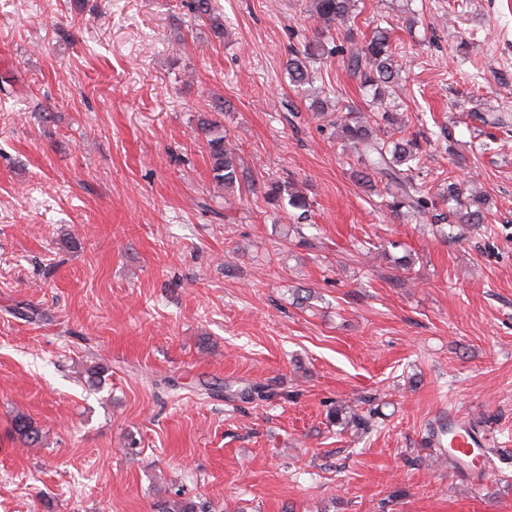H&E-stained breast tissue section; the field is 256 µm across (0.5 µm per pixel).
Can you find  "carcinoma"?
I'll list each match as a JSON object with an SVG mask.
<instances>
[{
    "label": "carcinoma",
    "mask_w": 512,
    "mask_h": 512,
    "mask_svg": "<svg viewBox=\"0 0 512 512\" xmlns=\"http://www.w3.org/2000/svg\"><path fill=\"white\" fill-rule=\"evenodd\" d=\"M357 0H309V13L314 27L313 36L304 39L300 46L288 53L286 68L291 83L297 88L313 87L318 79L315 64L343 52L336 44L335 34L344 30L352 34ZM199 20L205 22L215 39H224V14L217 0H182ZM347 69L359 77L361 83L373 89L377 110L366 117L349 106L338 108L339 114L329 119V125L349 150L356 154L363 168L356 173L357 180L372 186L374 176L384 182L386 206L394 212H405L421 224H483L486 220L487 201L479 195H463L462 183L448 178V201L455 206L439 211L429 205L423 186L414 181L413 167L420 164L422 147L415 138H402L391 144L385 134L392 127L402 128L404 123L397 112V105L387 106L385 99L392 97L393 86L399 69L395 48L389 30L375 27L371 36L354 44L348 52ZM224 101H213L210 110L201 115L198 135L206 148L212 182L218 191L231 192L239 185L238 156L225 142ZM472 118L484 127L495 129L512 125L509 112H475ZM267 198L278 202L288 200V205L302 211L305 217L309 203L301 186L272 182L267 185ZM336 423L358 430H365L369 421L354 412L350 406L338 404L333 410ZM13 436L30 445L41 441L40 429L23 414L12 419ZM157 512H196L195 504L188 500L167 499L158 504Z\"/></svg>",
    "instance_id": "obj_1"
}]
</instances>
